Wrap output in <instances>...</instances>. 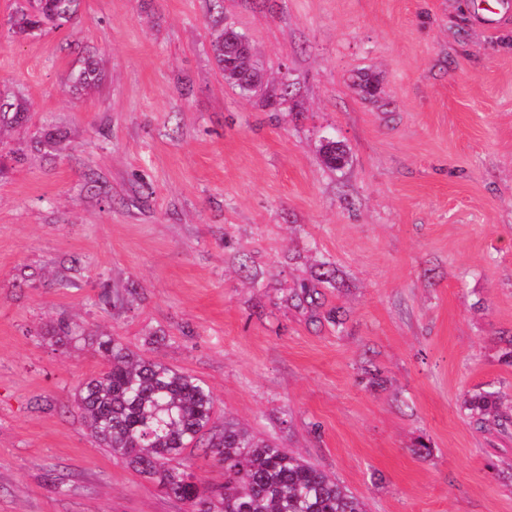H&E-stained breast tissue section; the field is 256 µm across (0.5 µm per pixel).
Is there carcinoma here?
Returning a JSON list of instances; mask_svg holds the SVG:
<instances>
[{"mask_svg":"<svg viewBox=\"0 0 512 512\" xmlns=\"http://www.w3.org/2000/svg\"><path fill=\"white\" fill-rule=\"evenodd\" d=\"M80 0H14L11 22L29 34L49 26L60 29L78 13ZM222 72L242 68L237 52H224V33L213 41ZM101 80L88 61L73 74L82 91ZM28 111L23 98L0 96V125L17 123ZM325 163L337 168L346 150L332 140L322 147ZM57 341H89L106 369L87 378L75 397L99 446L122 458L135 471L154 479L160 489L190 506V512H367L365 503L336 479L275 441L226 421L214 431V398L198 379L132 351L119 336H87L78 325L60 322ZM473 416L497 406L492 392L464 401ZM224 466V484L208 488L192 482L195 474L178 457L197 444Z\"/></svg>","mask_w":512,"mask_h":512,"instance_id":"obj_1","label":"carcinoma"}]
</instances>
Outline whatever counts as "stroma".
I'll return each mask as SVG.
<instances>
[{"mask_svg": "<svg viewBox=\"0 0 512 512\" xmlns=\"http://www.w3.org/2000/svg\"><path fill=\"white\" fill-rule=\"evenodd\" d=\"M500 2L488 26L468 0H223L266 90L291 86L274 111L225 83L211 0H82L34 35L0 0V93L32 104L0 129V512L189 510L90 436L74 399L104 361L50 339L63 317L200 379L216 427L275 440L369 512H512ZM89 57L104 78L74 91ZM483 390L505 426L465 409Z\"/></svg>", "mask_w": 512, "mask_h": 512, "instance_id": "35a3bbf8", "label": "stroma"}]
</instances>
